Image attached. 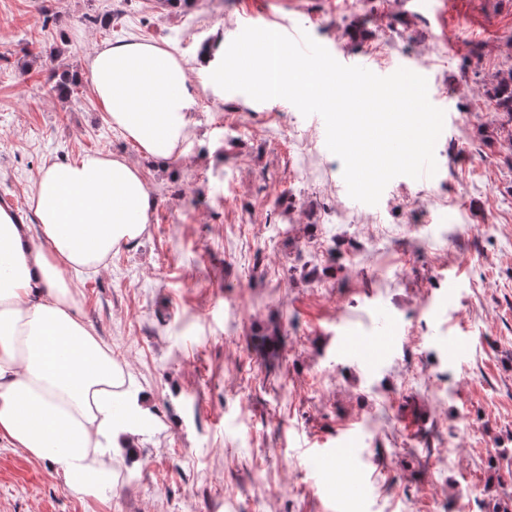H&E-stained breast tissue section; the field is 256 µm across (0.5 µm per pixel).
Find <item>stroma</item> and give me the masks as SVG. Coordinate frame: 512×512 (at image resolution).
<instances>
[{
  "mask_svg": "<svg viewBox=\"0 0 512 512\" xmlns=\"http://www.w3.org/2000/svg\"><path fill=\"white\" fill-rule=\"evenodd\" d=\"M105 12L110 29L86 24ZM253 20L304 26L342 60L423 65L450 113L436 178L357 202L319 115L198 72L202 48ZM116 41L187 63L198 102L167 167L89 85L46 92L53 69ZM510 53L505 0H0V199L33 223L43 165L98 151L136 163L157 199L138 246L76 281L80 318L150 412L137 456L97 500L0 447V512H512V145L483 95ZM381 307L397 348L368 368L338 345L376 339ZM350 434L368 466L337 483L312 471L311 450Z\"/></svg>",
  "mask_w": 512,
  "mask_h": 512,
  "instance_id": "obj_1",
  "label": "stroma"
}]
</instances>
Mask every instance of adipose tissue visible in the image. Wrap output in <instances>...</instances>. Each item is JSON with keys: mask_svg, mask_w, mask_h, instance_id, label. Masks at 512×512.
I'll use <instances>...</instances> for the list:
<instances>
[{"mask_svg": "<svg viewBox=\"0 0 512 512\" xmlns=\"http://www.w3.org/2000/svg\"><path fill=\"white\" fill-rule=\"evenodd\" d=\"M113 128L166 163L195 104L182 62L156 44L110 43L88 59ZM34 223L0 208V446L54 467L75 495L101 498L134 453L143 409L130 374L77 314L76 274L135 247L155 197L137 164L112 153L46 164L28 197Z\"/></svg>", "mask_w": 512, "mask_h": 512, "instance_id": "obj_1", "label": "adipose tissue"}]
</instances>
